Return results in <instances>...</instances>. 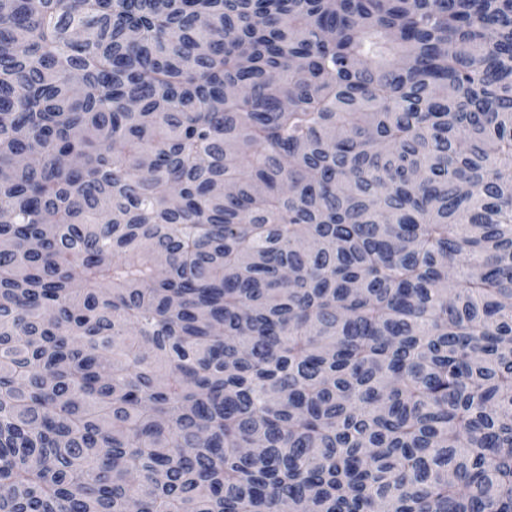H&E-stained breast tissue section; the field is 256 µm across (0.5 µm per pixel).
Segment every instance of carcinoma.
<instances>
[{
	"label": "carcinoma",
	"mask_w": 512,
	"mask_h": 512,
	"mask_svg": "<svg viewBox=\"0 0 512 512\" xmlns=\"http://www.w3.org/2000/svg\"><path fill=\"white\" fill-rule=\"evenodd\" d=\"M0 512H512V0H0Z\"/></svg>",
	"instance_id": "obj_1"
}]
</instances>
